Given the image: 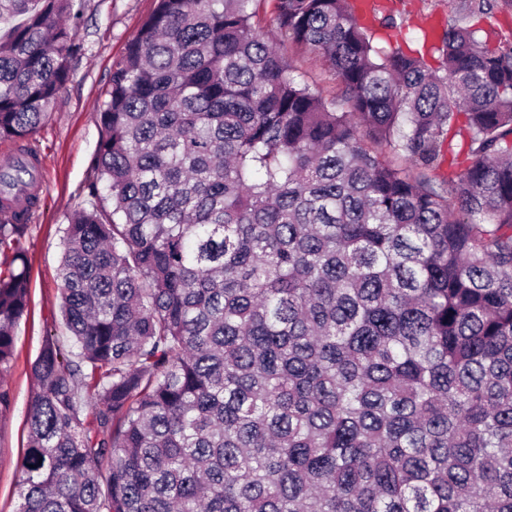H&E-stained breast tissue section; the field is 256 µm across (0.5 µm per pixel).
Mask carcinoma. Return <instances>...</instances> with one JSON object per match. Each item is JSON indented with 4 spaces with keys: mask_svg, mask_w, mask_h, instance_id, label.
Here are the masks:
<instances>
[{
    "mask_svg": "<svg viewBox=\"0 0 512 512\" xmlns=\"http://www.w3.org/2000/svg\"><path fill=\"white\" fill-rule=\"evenodd\" d=\"M260 2L157 0L112 70L18 512H512V37L478 25L497 0H456L433 65L375 43L354 0H275L327 95ZM85 7L0 0V375L30 139ZM274 4L275 2L273 0H265L261 2L260 13L266 20L263 24V36L265 40L280 48L287 58L289 57L295 63L302 65L303 69L306 71L309 81L312 80L316 82L326 92H332L336 85L332 74L327 70L322 58L296 49L293 45L285 41L281 36L279 29L269 22L272 12L274 11Z\"/></svg>",
    "mask_w": 512,
    "mask_h": 512,
    "instance_id": "obj_1",
    "label": "carcinoma"
}]
</instances>
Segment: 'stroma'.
<instances>
[{
    "mask_svg": "<svg viewBox=\"0 0 512 512\" xmlns=\"http://www.w3.org/2000/svg\"><path fill=\"white\" fill-rule=\"evenodd\" d=\"M453 0H380L383 15L395 18L411 46L423 41L425 22L447 17ZM155 0H87L79 34L82 53L71 62L70 77L52 110L33 136L41 157V203L26 236L31 267L30 303L16 329L15 351L8 373L0 376L11 405L0 411V512H16L20 463L26 450L27 407L33 396L31 365L48 338L69 345L59 310L60 240L66 216L91 200L92 165L99 140L98 101L113 66L123 57ZM274 0H263L265 40L302 65L309 80L325 91L335 82L321 57L289 44L271 23Z\"/></svg>",
    "mask_w": 512,
    "mask_h": 512,
    "instance_id": "1",
    "label": "stroma"
}]
</instances>
